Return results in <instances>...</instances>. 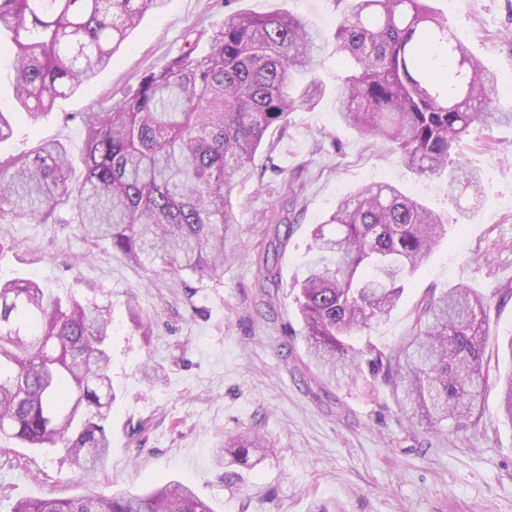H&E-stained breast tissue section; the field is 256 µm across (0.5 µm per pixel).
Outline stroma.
<instances>
[{
	"label": "stroma",
	"instance_id": "35a3bbf8",
	"mask_svg": "<svg viewBox=\"0 0 512 512\" xmlns=\"http://www.w3.org/2000/svg\"><path fill=\"white\" fill-rule=\"evenodd\" d=\"M434 7L496 75V103L512 106V0H434ZM290 12L332 35L336 0H169L147 11L117 47L90 88L58 99L30 120L17 107L9 51L0 52V109L12 112L14 134L0 156L56 141L70 151L81 181V115L120 103L143 71L178 54L190 28L223 24L239 11ZM339 68L327 59L326 86L315 108L293 112L287 132L269 129L256 157L258 175L239 186L233 220L244 259L213 279L186 281L128 262L107 244H88L74 224H1L0 276L32 277L59 295L110 308L116 398L106 427L111 447L94 488L144 492L161 481H183L214 512H512V424L500 415V392L489 384L476 427L438 437L408 422L388 388L370 376L329 381L310 364L291 288L314 260L310 231L338 198L359 186L386 182L448 215L447 239L416 274L385 323L371 329L388 350L412 332L428 289L459 284L490 297V373L512 367V126L498 125L469 142V166L480 171L487 195L464 224L452 222L448 185L406 168L361 138L336 114ZM302 186L293 207L283 201L290 182ZM287 209L289 232L273 235L272 210ZM276 251V281L259 285L258 260ZM137 313H130L128 299ZM150 327H142V317ZM160 369L155 383L145 365ZM254 432L274 446L250 467L218 466L226 435ZM0 512L17 501L85 493L70 467L47 449L0 443Z\"/></svg>",
	"mask_w": 512,
	"mask_h": 512
}]
</instances>
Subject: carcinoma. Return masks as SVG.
<instances>
[{"label": "carcinoma", "mask_w": 512, "mask_h": 512, "mask_svg": "<svg viewBox=\"0 0 512 512\" xmlns=\"http://www.w3.org/2000/svg\"><path fill=\"white\" fill-rule=\"evenodd\" d=\"M167 0H0L16 101L38 120L56 99L91 84L113 44ZM328 40L301 18L233 14L188 31L179 54L143 75L115 107L85 112L84 177L58 143L0 158V222L80 225L137 266L174 279L216 276L242 252L231 216L267 131L324 95L316 76L330 50L339 119L417 173L448 181L450 194L484 197L463 151L491 123L512 125L495 105L496 77L474 60L430 0H344ZM446 235L443 217L388 183L336 204L312 229L317 260L296 280L307 356L320 374L353 378L368 366L413 423L448 436L482 418L490 304L458 286L430 289L412 334L389 352L359 335L389 318ZM112 317L91 303L54 297L28 278H0V438L49 447L91 482L104 467V423L115 393L109 368ZM502 416L512 423V371ZM267 448L230 435L218 462L239 466ZM13 512H214L188 484L147 493L117 489L24 499Z\"/></svg>", "instance_id": "carcinoma-1"}]
</instances>
